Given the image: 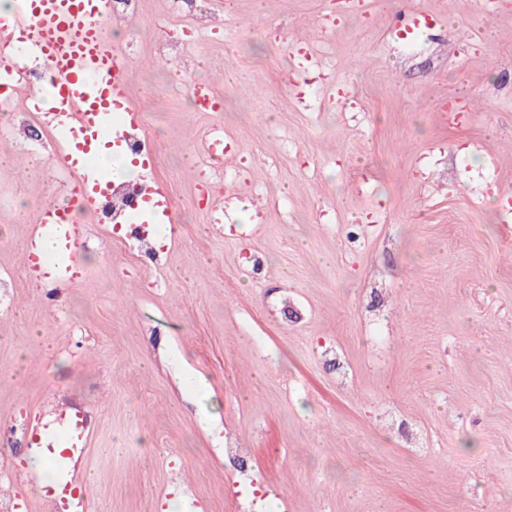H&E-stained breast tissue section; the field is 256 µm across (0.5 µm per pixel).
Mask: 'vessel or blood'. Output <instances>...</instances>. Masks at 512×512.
<instances>
[{"instance_id": "b4317fda", "label": "vessel or blood", "mask_w": 512, "mask_h": 512, "mask_svg": "<svg viewBox=\"0 0 512 512\" xmlns=\"http://www.w3.org/2000/svg\"><path fill=\"white\" fill-rule=\"evenodd\" d=\"M112 17L110 0H25L21 13L0 18V42L17 43L44 65L40 81L22 74L15 63L0 68V81L11 85L13 93L32 94L36 83L49 86L46 101H34L35 111L44 113L59 134L58 165L78 173L85 194L74 196L70 207H46L31 234L32 241L49 237L56 241L47 259L27 254L26 269L35 280L68 282L72 278V252L80 237L74 221L75 210L93 204V191L101 178L92 171H78L81 155L90 153L101 139L118 128L136 123L123 73L132 57L110 46L105 23ZM192 93L202 111L218 112L223 98L208 80L196 82ZM32 443L38 448H60L70 471H78L81 450L88 434L61 430L44 436L34 431Z\"/></svg>"}]
</instances>
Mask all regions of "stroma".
I'll return each instance as SVG.
<instances>
[{"label":"stroma","mask_w":512,"mask_h":512,"mask_svg":"<svg viewBox=\"0 0 512 512\" xmlns=\"http://www.w3.org/2000/svg\"><path fill=\"white\" fill-rule=\"evenodd\" d=\"M330 7L108 24L171 211L145 245L78 210L64 288L23 268L71 200L58 134L0 112V505L71 512L29 431L77 419L89 512H512V0H366L320 29ZM201 79L223 111L193 110Z\"/></svg>","instance_id":"35a3bbf8"}]
</instances>
